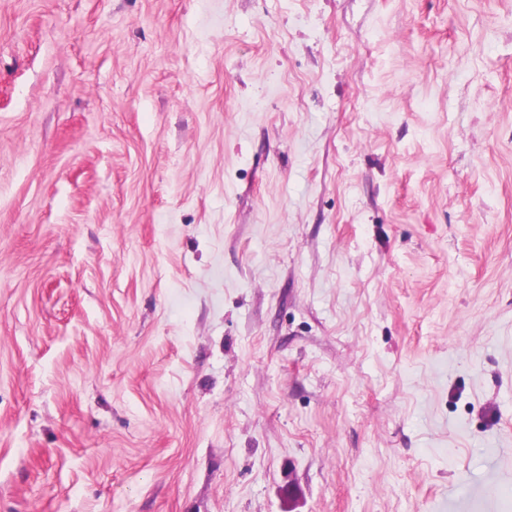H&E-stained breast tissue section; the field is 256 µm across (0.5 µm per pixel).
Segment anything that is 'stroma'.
<instances>
[{
	"label": "stroma",
	"instance_id": "obj_1",
	"mask_svg": "<svg viewBox=\"0 0 512 512\" xmlns=\"http://www.w3.org/2000/svg\"><path fill=\"white\" fill-rule=\"evenodd\" d=\"M0 512H512V0H0Z\"/></svg>",
	"mask_w": 512,
	"mask_h": 512
}]
</instances>
